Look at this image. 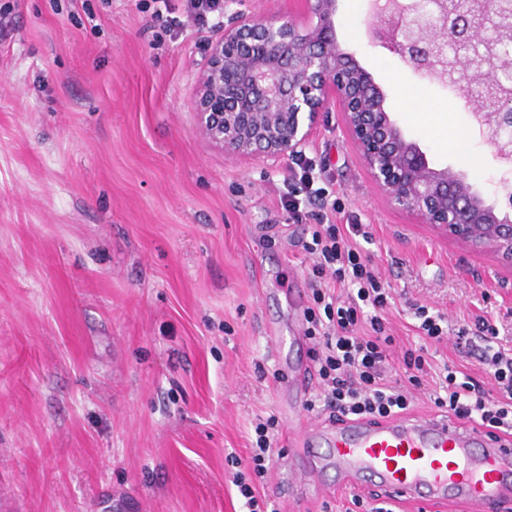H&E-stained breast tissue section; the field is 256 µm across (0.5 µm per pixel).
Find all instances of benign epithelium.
Returning <instances> with one entry per match:
<instances>
[{
	"instance_id": "1",
	"label": "benign epithelium",
	"mask_w": 512,
	"mask_h": 512,
	"mask_svg": "<svg viewBox=\"0 0 512 512\" xmlns=\"http://www.w3.org/2000/svg\"><path fill=\"white\" fill-rule=\"evenodd\" d=\"M270 16L224 13L193 87L196 125L224 154L275 166L304 152L330 102L392 205L475 252L512 264V216L465 173L433 165L386 95L336 36V0H292ZM374 39L420 77L467 102L501 163L512 162V0H372Z\"/></svg>"
}]
</instances>
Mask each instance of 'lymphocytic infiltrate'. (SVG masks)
Returning a JSON list of instances; mask_svg holds the SVG:
<instances>
[{
  "mask_svg": "<svg viewBox=\"0 0 512 512\" xmlns=\"http://www.w3.org/2000/svg\"><path fill=\"white\" fill-rule=\"evenodd\" d=\"M371 239L365 225L330 221L309 225L301 241L313 261L303 320L317 386L307 410L333 420L380 422L407 414L415 391L424 388L435 407L457 420L512 438V351L495 347V324L481 318L474 332L457 333L456 347L466 348L479 365L476 376L447 364L433 366L423 346L395 355L396 339L383 318L390 293L361 247ZM278 428L275 416L258 420L247 464L234 475L248 512H265L255 482L268 472Z\"/></svg>",
  "mask_w": 512,
  "mask_h": 512,
  "instance_id": "lymphocytic-infiltrate-1",
  "label": "lymphocytic infiltrate"
}]
</instances>
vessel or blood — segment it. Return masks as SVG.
<instances>
[{"label":"vessel or blood","instance_id":"1","mask_svg":"<svg viewBox=\"0 0 512 512\" xmlns=\"http://www.w3.org/2000/svg\"><path fill=\"white\" fill-rule=\"evenodd\" d=\"M305 488L371 486L440 512H502L512 503V442L429 415L331 423L290 450Z\"/></svg>","mask_w":512,"mask_h":512}]
</instances>
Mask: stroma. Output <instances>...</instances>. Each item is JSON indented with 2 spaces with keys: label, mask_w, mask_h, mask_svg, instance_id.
I'll list each match as a JSON object with an SVG mask.
<instances>
[{
  "label": "stroma",
  "mask_w": 512,
  "mask_h": 512,
  "mask_svg": "<svg viewBox=\"0 0 512 512\" xmlns=\"http://www.w3.org/2000/svg\"><path fill=\"white\" fill-rule=\"evenodd\" d=\"M369 0H337L342 48L430 162L512 207L500 165L466 141L461 92L376 43ZM0 512H247L228 455L276 415L263 491L278 512H345L349 491L288 486L286 378L268 331L291 336L307 286L298 245L330 216L365 224L393 293L451 330L487 317L512 348V266L396 210L338 108L305 147L330 203L292 214L294 166L230 158L195 128L193 81L218 29L158 34L140 0H0Z\"/></svg>",
  "instance_id": "35a3bbf8"
}]
</instances>
